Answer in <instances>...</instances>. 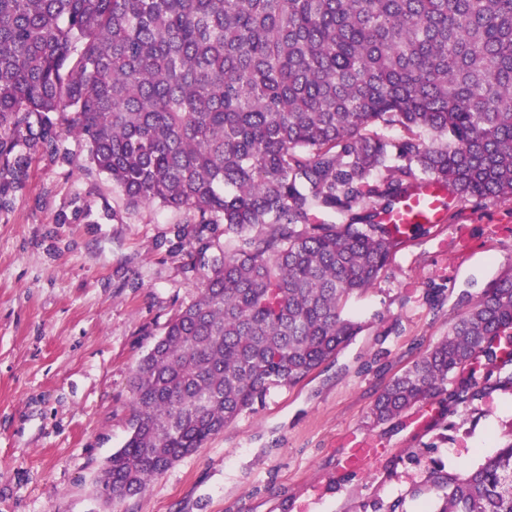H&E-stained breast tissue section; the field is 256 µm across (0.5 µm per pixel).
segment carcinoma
<instances>
[{
    "label": "carcinoma",
    "instance_id": "obj_1",
    "mask_svg": "<svg viewBox=\"0 0 512 512\" xmlns=\"http://www.w3.org/2000/svg\"><path fill=\"white\" fill-rule=\"evenodd\" d=\"M68 134L128 205L195 225L177 237L197 295L136 365L129 436L98 476L128 498L361 333L345 305L400 244L398 204L427 182L447 209L512 197V0H0V192ZM508 365L512 271L370 417L483 398ZM423 486L431 512H512V434Z\"/></svg>",
    "mask_w": 512,
    "mask_h": 512
}]
</instances>
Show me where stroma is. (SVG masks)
Returning <instances> with one entry per match:
<instances>
[{"instance_id":"1","label":"stroma","mask_w":512,"mask_h":512,"mask_svg":"<svg viewBox=\"0 0 512 512\" xmlns=\"http://www.w3.org/2000/svg\"><path fill=\"white\" fill-rule=\"evenodd\" d=\"M182 212L126 206L110 179L66 135L59 156L32 155L0 194V512H366L409 498L431 462L466 473L512 433V389L443 413L417 404L376 425L378 391L440 341L462 297L512 270V200L453 209L400 244L346 313L363 331L293 386L270 389L222 433L137 496L108 503L97 478L129 434V380L177 308L197 294L179 249ZM441 303L426 301L429 288ZM386 453L344 476L352 438ZM434 447L410 463L409 453Z\"/></svg>"}]
</instances>
